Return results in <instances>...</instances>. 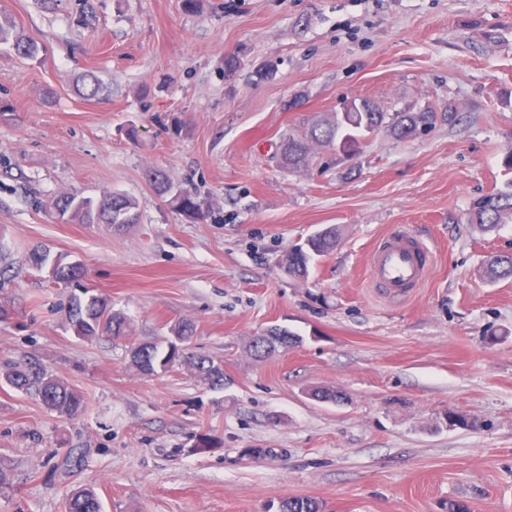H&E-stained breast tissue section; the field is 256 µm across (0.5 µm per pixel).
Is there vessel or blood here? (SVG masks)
<instances>
[{"label": "vessel or blood", "instance_id": "b4317fda", "mask_svg": "<svg viewBox=\"0 0 512 512\" xmlns=\"http://www.w3.org/2000/svg\"><path fill=\"white\" fill-rule=\"evenodd\" d=\"M433 250L405 225L379 238L367 255L371 287L390 297H406L429 279Z\"/></svg>", "mask_w": 512, "mask_h": 512}]
</instances>
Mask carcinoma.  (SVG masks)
I'll use <instances>...</instances> for the list:
<instances>
[{
	"label": "carcinoma",
	"instance_id": "cac0c4a2",
	"mask_svg": "<svg viewBox=\"0 0 512 512\" xmlns=\"http://www.w3.org/2000/svg\"><path fill=\"white\" fill-rule=\"evenodd\" d=\"M9 43L22 57L34 58L39 53L38 45L15 33V25L0 16V44ZM357 111L334 112L308 121L304 134L296 137L288 135L281 144L277 155L278 164L284 170L298 173L309 165L318 150L330 149L345 154L350 161L358 153L359 139L378 131H385L398 140L415 139L426 134L439 119L452 118L453 108L438 113L425 112H383L370 99H353ZM151 184L160 194L169 196L168 204L188 219H196L202 214V206L196 196L186 191H172V187L160 178L149 173ZM56 211L71 220L91 221L97 219L106 224L123 227L137 223V203L135 200L112 193L95 201L87 197L62 195L56 199ZM469 224H476L485 231H493L502 224H512V183L508 189L488 193L476 199L466 213ZM341 238L336 226L329 225L311 236L312 248L300 254L296 248L287 249L280 258L282 269L295 279H305L310 267L320 257L331 254L340 244ZM68 256L51 254L48 250L36 249L30 254L33 268L47 271L48 277L58 283L68 285L78 281L83 272L67 275L64 273ZM484 276L490 280L512 278V252H501L487 256L484 262ZM69 319L74 332L84 338L93 339L99 335H110L114 339L131 336L126 317L114 312L108 302L98 296L81 299L71 298ZM175 339L165 342H133L129 348L130 363L141 373L158 375L180 364L213 387L224 386L223 363L212 358L197 356L189 351V341L193 336V325L181 322L174 326ZM0 379L7 385L37 396L58 417L72 420L86 408L82 392L58 379L41 367L10 366L0 373ZM282 512H322V505L314 498L286 496L281 500ZM67 512H101V504L95 493L82 489L67 499Z\"/></svg>",
	"mask_w": 512,
	"mask_h": 512
}]
</instances>
